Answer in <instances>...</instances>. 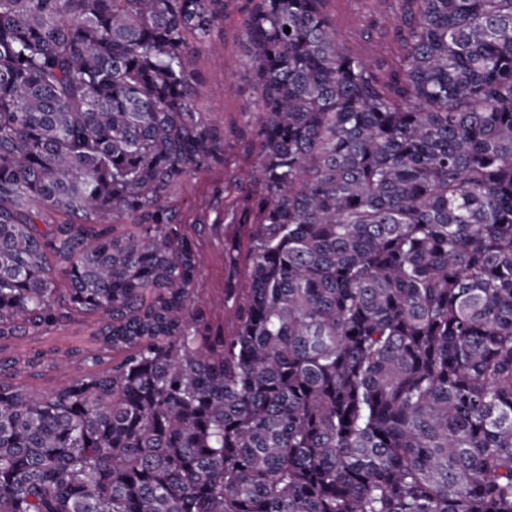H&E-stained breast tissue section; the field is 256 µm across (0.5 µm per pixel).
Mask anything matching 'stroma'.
<instances>
[{
    "label": "stroma",
    "instance_id": "stroma-1",
    "mask_svg": "<svg viewBox=\"0 0 512 512\" xmlns=\"http://www.w3.org/2000/svg\"><path fill=\"white\" fill-rule=\"evenodd\" d=\"M241 3L242 0H228V17L218 29L224 39L223 52L204 54L196 61L203 86L200 108L211 121L233 131L232 146L223 164L192 173L174 192L184 223L198 231L202 265L200 304L213 322L223 325L228 332L232 331L235 319L225 294L228 289L242 286L244 267L225 261L224 244L231 240L245 243L248 228L225 220L224 199L217 191L228 182L248 189L254 162L250 142L257 112L238 26Z\"/></svg>",
    "mask_w": 512,
    "mask_h": 512
}]
</instances>
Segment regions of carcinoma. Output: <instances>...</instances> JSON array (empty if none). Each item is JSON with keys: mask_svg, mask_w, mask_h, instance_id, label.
Returning <instances> with one entry per match:
<instances>
[{"mask_svg": "<svg viewBox=\"0 0 512 512\" xmlns=\"http://www.w3.org/2000/svg\"><path fill=\"white\" fill-rule=\"evenodd\" d=\"M226 2L0 0V512H512V0H243L227 335L172 199ZM90 327V323L74 322L67 325L64 330L53 333L40 342L22 337L17 341L15 348L19 352L41 349L44 352L45 358H52L54 356V350L57 347L65 348L71 344L84 342Z\"/></svg>", "mask_w": 512, "mask_h": 512, "instance_id": "1", "label": "carcinoma"}]
</instances>
